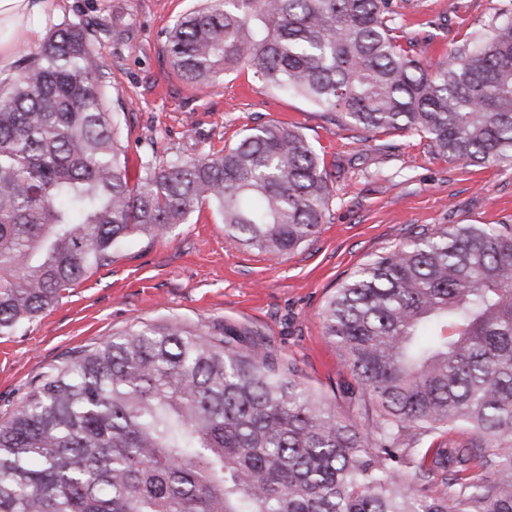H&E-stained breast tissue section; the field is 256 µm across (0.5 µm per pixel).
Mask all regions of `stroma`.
Returning a JSON list of instances; mask_svg holds the SVG:
<instances>
[{"label":"stroma","mask_w":512,"mask_h":512,"mask_svg":"<svg viewBox=\"0 0 512 512\" xmlns=\"http://www.w3.org/2000/svg\"><path fill=\"white\" fill-rule=\"evenodd\" d=\"M203 0H52L36 14L39 37L83 22L99 31L109 97L124 112L130 181L145 159L196 157L234 145L248 129L275 120L300 128L324 154L332 195L316 234L274 257L224 237L217 212L202 205L165 237L140 236L88 274L59 303L14 335L0 336V421L31 383L73 351L144 325L176 321L225 325L265 338L295 363L309 385L342 393L354 380L322 335L319 314L334 290L364 263L441 224L512 226V164L466 166L439 158L415 133L364 140L330 114L285 95L246 68L198 90L171 68L170 28ZM512 0H417L397 20L400 42H417L429 63L445 60Z\"/></svg>","instance_id":"stroma-1"}]
</instances>
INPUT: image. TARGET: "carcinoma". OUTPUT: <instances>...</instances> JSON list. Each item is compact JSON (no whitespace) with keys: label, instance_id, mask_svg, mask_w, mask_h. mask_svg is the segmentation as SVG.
Masks as SVG:
<instances>
[{"label":"carcinoma","instance_id":"carcinoma-1","mask_svg":"<svg viewBox=\"0 0 512 512\" xmlns=\"http://www.w3.org/2000/svg\"><path fill=\"white\" fill-rule=\"evenodd\" d=\"M207 2L168 37L193 86L244 67L368 139L409 131L448 161L512 162V18L432 68L397 43L394 0ZM96 38L57 25L0 89L1 336L205 203L229 242L277 256L328 209L325 158L280 122L147 161L130 184ZM321 322L355 379L345 413L227 327L166 322L78 352L0 422V512H512V228L418 232Z\"/></svg>","mask_w":512,"mask_h":512}]
</instances>
